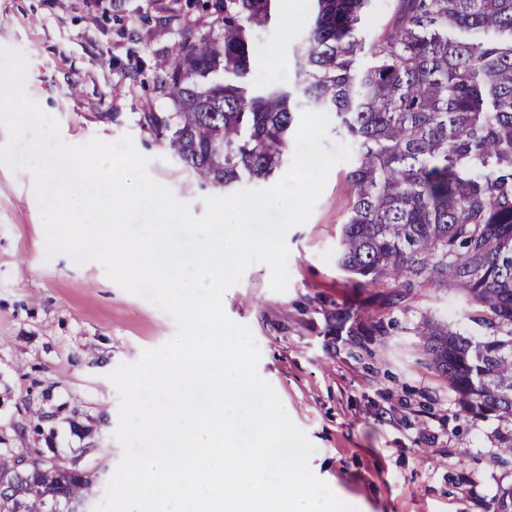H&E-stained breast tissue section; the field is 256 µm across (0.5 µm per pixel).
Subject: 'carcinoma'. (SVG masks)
Masks as SVG:
<instances>
[{
  "instance_id": "obj_1",
  "label": "carcinoma",
  "mask_w": 512,
  "mask_h": 512,
  "mask_svg": "<svg viewBox=\"0 0 512 512\" xmlns=\"http://www.w3.org/2000/svg\"><path fill=\"white\" fill-rule=\"evenodd\" d=\"M279 0H196L220 32L188 36L155 77L172 112L141 119L168 138L181 166L226 188L288 162L296 114L328 112L352 144L353 201L336 259L366 282L421 279L462 293L475 341L425 317L430 364L462 409L512 419V0H395L392 23L368 38L372 0H313L294 49L293 81H248L259 35ZM0 486V512H49L33 475ZM74 512L94 475L48 471Z\"/></svg>"
}]
</instances>
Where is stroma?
Returning a JSON list of instances; mask_svg holds the SVG:
<instances>
[{"instance_id": "35a3bbf8", "label": "stroma", "mask_w": 512, "mask_h": 512, "mask_svg": "<svg viewBox=\"0 0 512 512\" xmlns=\"http://www.w3.org/2000/svg\"><path fill=\"white\" fill-rule=\"evenodd\" d=\"M310 10V0H287L281 25L261 38L256 80L293 78ZM142 14L153 24H141ZM187 28L202 35L217 24L178 0H0V50L23 57L25 91L58 121L61 140L131 136L150 176L199 216L204 197L224 188L201 184L138 122L170 111L154 76ZM134 49L147 68L131 77ZM348 168L333 167L310 219L287 234V291H272L268 266L257 263L225 292L224 310L250 327L260 376L315 446L312 472L350 494L356 512H500L512 488V421L462 411L414 328L427 315L476 340L489 331L469 320L455 290L420 280L362 286L338 267ZM378 319L387 335H370ZM176 331L169 314L124 291L99 262L48 255L32 172L0 163V458L101 471L93 496L101 501L123 455L108 375Z\"/></svg>"}]
</instances>
